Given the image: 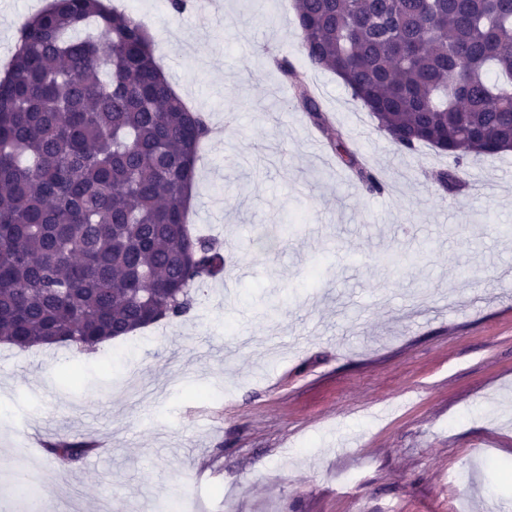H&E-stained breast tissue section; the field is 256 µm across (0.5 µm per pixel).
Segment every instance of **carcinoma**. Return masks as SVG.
I'll return each instance as SVG.
<instances>
[{
  "label": "carcinoma",
  "instance_id": "carcinoma-1",
  "mask_svg": "<svg viewBox=\"0 0 512 512\" xmlns=\"http://www.w3.org/2000/svg\"><path fill=\"white\" fill-rule=\"evenodd\" d=\"M298 52L336 73L406 151H512V0H295ZM145 26L104 0H49L0 78V342L93 350L187 315L222 274L187 192L212 126L162 78ZM298 107L369 193L384 185L320 104ZM64 436L62 467L95 450Z\"/></svg>",
  "mask_w": 512,
  "mask_h": 512
}]
</instances>
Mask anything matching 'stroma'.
<instances>
[{
  "label": "stroma",
  "mask_w": 512,
  "mask_h": 512,
  "mask_svg": "<svg viewBox=\"0 0 512 512\" xmlns=\"http://www.w3.org/2000/svg\"><path fill=\"white\" fill-rule=\"evenodd\" d=\"M132 2L185 102L224 130L202 146L190 221L228 271L187 317L91 353L0 345V512H512V153L470 158L444 192L445 155L399 149L300 57L290 0H214L204 21ZM33 3L0 0V62ZM60 432L102 449L62 470L41 446ZM21 447L45 477L36 502L9 489ZM293 95L298 107L306 112L310 121L319 127L326 137L330 138L331 147L340 155L345 165L357 178L362 187L369 193H381L384 185L378 175L361 163L355 154L351 152L344 141L341 132L334 130L320 104L311 92L304 86L293 85ZM332 133L334 136L332 137Z\"/></svg>",
  "instance_id": "stroma-1"
}]
</instances>
